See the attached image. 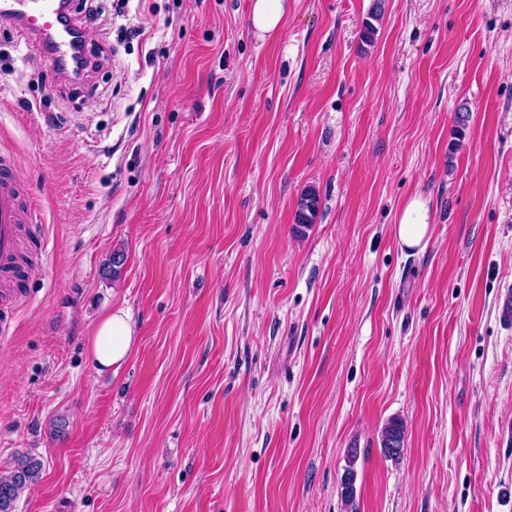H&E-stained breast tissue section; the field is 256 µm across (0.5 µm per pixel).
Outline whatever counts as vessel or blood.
Here are the masks:
<instances>
[{
	"mask_svg": "<svg viewBox=\"0 0 512 512\" xmlns=\"http://www.w3.org/2000/svg\"><path fill=\"white\" fill-rule=\"evenodd\" d=\"M0 21L36 41L62 72L76 73L89 61L85 35L70 0H0ZM36 221V214L24 212V187L14 159L0 153V278H13L18 270L20 224Z\"/></svg>",
	"mask_w": 512,
	"mask_h": 512,
	"instance_id": "b4317fda",
	"label": "vessel or blood"
}]
</instances>
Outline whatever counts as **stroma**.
I'll use <instances>...</instances> for the list:
<instances>
[{
  "label": "stroma",
  "instance_id": "obj_1",
  "mask_svg": "<svg viewBox=\"0 0 512 512\" xmlns=\"http://www.w3.org/2000/svg\"><path fill=\"white\" fill-rule=\"evenodd\" d=\"M117 2L74 0L76 82L0 23L38 216L0 341V471L43 463L15 512H347L352 453L357 512H512V0H384L369 42L374 0L271 34L254 0ZM115 306L136 344L101 372ZM319 207V198L316 191L312 188L301 194L295 212V223L299 227H306L314 224ZM432 220L428 202L421 196L412 197L401 208L393 226L398 243L408 249L421 247L433 232Z\"/></svg>",
  "mask_w": 512,
  "mask_h": 512
}]
</instances>
